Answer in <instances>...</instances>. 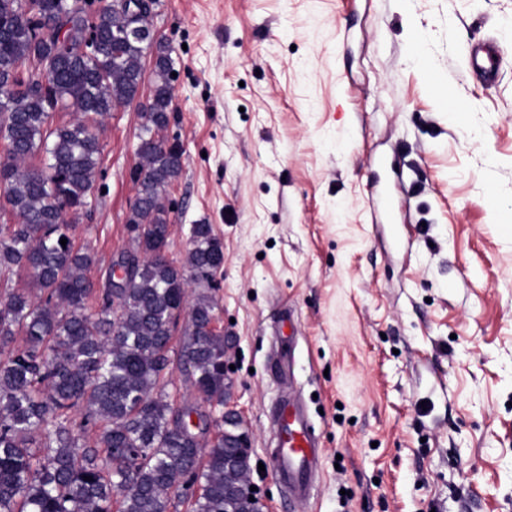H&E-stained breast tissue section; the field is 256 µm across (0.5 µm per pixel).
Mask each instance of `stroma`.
I'll return each mask as SVG.
<instances>
[{
    "instance_id": "stroma-1",
    "label": "stroma",
    "mask_w": 512,
    "mask_h": 512,
    "mask_svg": "<svg viewBox=\"0 0 512 512\" xmlns=\"http://www.w3.org/2000/svg\"><path fill=\"white\" fill-rule=\"evenodd\" d=\"M150 25L183 148L168 254L194 224L224 246V399L255 465L289 396L322 450L304 503L252 470L270 512H512V0H158ZM141 123L98 129L93 281L129 244ZM499 54L495 46L484 44L472 49L470 53V65L473 70L487 77H494L499 69Z\"/></svg>"
}]
</instances>
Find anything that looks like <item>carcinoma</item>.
I'll use <instances>...</instances> for the list:
<instances>
[{
  "label": "carcinoma",
  "instance_id": "obj_1",
  "mask_svg": "<svg viewBox=\"0 0 512 512\" xmlns=\"http://www.w3.org/2000/svg\"><path fill=\"white\" fill-rule=\"evenodd\" d=\"M31 2L26 16L20 0H0V205L15 217L0 227V282L27 278L0 292V512H169L185 501L192 512H247L243 466L224 447L238 423L224 424L226 345L212 332L208 293L224 268L223 243L211 225L193 224L188 268L168 257L165 198L183 150L156 132L169 122L172 48L128 35L149 26L136 12L142 0H112L96 13L102 50L93 56L80 52L87 27L78 0ZM47 59L56 68L34 88L28 64ZM146 79L154 96L131 172L139 206L128 218L131 247L120 254L128 286L112 287L109 266L96 287L87 277L94 256L76 245L72 216L89 204L97 128ZM58 109L79 118L54 126ZM42 152L43 162L27 164ZM185 312L187 339L174 360ZM175 363L204 409L169 401ZM193 416L198 427L181 428ZM203 423L218 427L206 443Z\"/></svg>",
  "mask_w": 512,
  "mask_h": 512
}]
</instances>
